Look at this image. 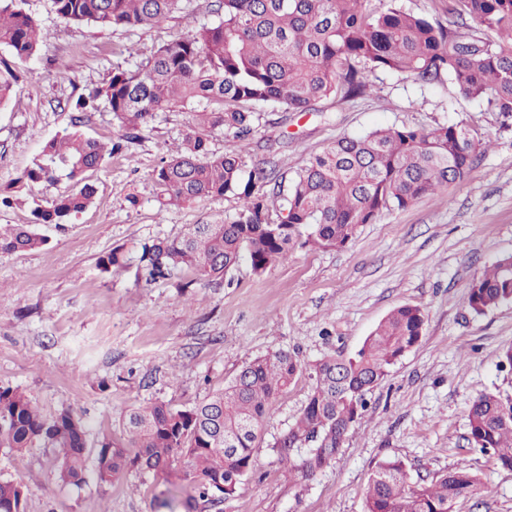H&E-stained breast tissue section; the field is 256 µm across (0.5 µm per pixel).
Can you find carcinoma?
I'll list each match as a JSON object with an SVG mask.
<instances>
[{"label":"carcinoma","mask_w":512,"mask_h":512,"mask_svg":"<svg viewBox=\"0 0 512 512\" xmlns=\"http://www.w3.org/2000/svg\"><path fill=\"white\" fill-rule=\"evenodd\" d=\"M180 2L53 0V5L69 22L152 28L167 21ZM365 2L215 0L219 21L160 46L134 69L114 67L102 85L71 104V127L46 140L31 166L0 188V205L8 207L32 184L70 183L68 191L34 208L35 223L0 227V251L42 246L46 239L35 225L61 224L85 210L95 196L88 171L119 152L121 141L139 138L158 113L174 108L188 112V121L180 142L154 169L159 206L192 205L227 194L241 204L236 216L222 224H193L181 236L143 243L138 262L147 283L181 270L192 275L193 283L217 284L244 255L262 273L297 245L343 248L383 212L406 208L464 180L486 144L462 121L340 137L309 158L283 197L265 190V169L251 170L245 180L240 154L215 156L208 149L217 129L247 140L259 105L306 112L324 99L351 100L365 93L366 73L376 70L423 84L447 76L464 97L484 101L512 120V0H449L446 26L395 0L377 11ZM22 4L0 0V45L26 62L40 53L46 35ZM468 18L479 27L467 26ZM17 87V74L1 59L0 104ZM102 103L120 131L119 140L108 145L78 130L85 114ZM273 210L279 212L275 220ZM467 300L476 315L512 302V254L484 268L469 285ZM425 324L421 307L398 306L355 356L326 355L312 366L307 402L276 442L291 478L305 481L331 462L365 413L368 394L420 341ZM302 372L298 358L282 350L246 363L224 390L192 408L155 403L130 410L122 438L99 441L97 481L108 484L129 466L164 478L177 466L201 501L221 505L253 471V448L272 405ZM468 442L512 469V393L488 392L473 402ZM37 445L57 449V482H85L82 420L68 408L45 417L24 392L0 386V449L18 456ZM301 450L300 462H292V453ZM480 489V478L465 466L414 484L405 464L389 459L370 474L365 512H453ZM24 499L20 483L0 479V512H24Z\"/></svg>","instance_id":"cac0c4a2"}]
</instances>
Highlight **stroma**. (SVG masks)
<instances>
[{"label": "stroma", "instance_id": "35a3bbf8", "mask_svg": "<svg viewBox=\"0 0 512 512\" xmlns=\"http://www.w3.org/2000/svg\"><path fill=\"white\" fill-rule=\"evenodd\" d=\"M25 10L49 39L36 58L16 63L19 86L0 105L2 187L31 165L46 139L69 127L70 102L114 66H135L216 19L205 0H182L150 30L75 24L52 0H26ZM369 84L364 96L322 101L309 112L260 107L247 141L217 130L209 150L241 153L247 168L274 170L288 183L341 136L462 120L489 145L468 178L384 212L341 249L298 247L261 274L243 259L218 286L184 289L178 275L148 284L137 262L144 242L231 219L239 208L230 194L160 210L153 171L188 118L178 108L161 113L141 139L91 171L97 195L90 207L41 226L46 245L0 252V386L25 392L46 416L73 410L93 451L102 434L121 437L130 408L192 407L245 362L279 350L307 367L326 354L354 356L394 308L417 305L427 315L422 339L368 394L366 413L330 465L292 481L275 447L307 401L312 381L305 373L275 401L253 471L215 512H364L370 473L394 458L414 483L458 466L478 474L485 491L455 512H512V470L471 447L467 420L481 394L512 392V373L499 366L512 346V303L478 316L467 302L484 267L512 253V126L448 79L422 85L376 71ZM68 187L32 185L18 204L0 208V225L31 223L35 204ZM131 194L138 205L129 204ZM115 247L125 264L102 272L99 258ZM53 457L40 446L20 456L0 452V475L27 491L24 512H163L157 497L185 485L178 471L163 480L135 467L106 485L91 472L81 486L62 485Z\"/></svg>", "mask_w": 512, "mask_h": 512}]
</instances>
